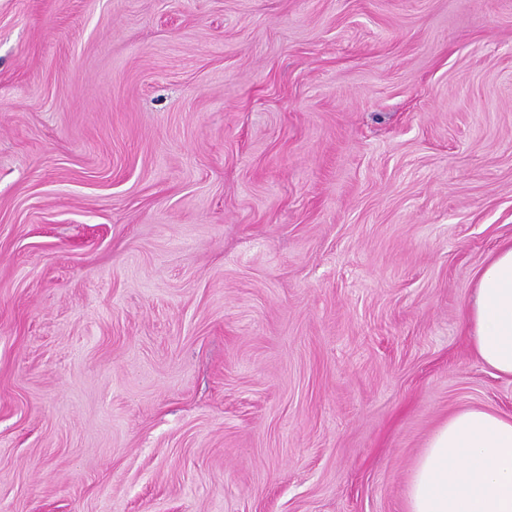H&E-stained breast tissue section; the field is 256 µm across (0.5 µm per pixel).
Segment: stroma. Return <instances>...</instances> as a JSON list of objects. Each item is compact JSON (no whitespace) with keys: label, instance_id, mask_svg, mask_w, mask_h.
Segmentation results:
<instances>
[{"label":"stroma","instance_id":"35a3bbf8","mask_svg":"<svg viewBox=\"0 0 512 512\" xmlns=\"http://www.w3.org/2000/svg\"><path fill=\"white\" fill-rule=\"evenodd\" d=\"M511 241L512 0H0V512H409Z\"/></svg>","mask_w":512,"mask_h":512}]
</instances>
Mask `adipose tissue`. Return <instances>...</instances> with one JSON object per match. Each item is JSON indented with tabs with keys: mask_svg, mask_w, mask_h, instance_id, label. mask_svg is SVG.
I'll list each match as a JSON object with an SVG mask.
<instances>
[{
	"mask_svg": "<svg viewBox=\"0 0 512 512\" xmlns=\"http://www.w3.org/2000/svg\"><path fill=\"white\" fill-rule=\"evenodd\" d=\"M478 358L512 378V243L482 270L467 307ZM410 512H512V416L466 408L431 435L409 484Z\"/></svg>",
	"mask_w": 512,
	"mask_h": 512,
	"instance_id": "ef3b65f1",
	"label": "adipose tissue"
}]
</instances>
